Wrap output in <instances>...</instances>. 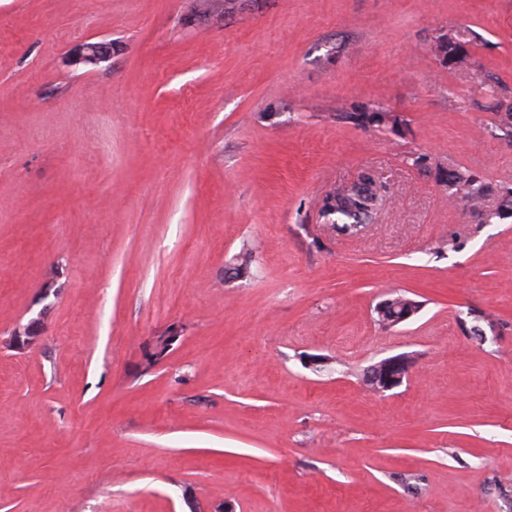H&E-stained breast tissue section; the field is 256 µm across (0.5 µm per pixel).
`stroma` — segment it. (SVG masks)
I'll use <instances>...</instances> for the list:
<instances>
[{
  "instance_id": "stroma-1",
  "label": "stroma",
  "mask_w": 512,
  "mask_h": 512,
  "mask_svg": "<svg viewBox=\"0 0 512 512\" xmlns=\"http://www.w3.org/2000/svg\"><path fill=\"white\" fill-rule=\"evenodd\" d=\"M233 2L0 0V338L43 314L0 345V512H512V218L438 176L512 182V0ZM363 103L402 127L337 122ZM365 171L387 199L339 235ZM393 293L422 307L386 328ZM435 56L448 64H462L465 58H469L468 52L452 37L439 38L434 46ZM115 45L112 41H84L79 43L71 53V62L75 65H93L106 62L112 58ZM490 91L494 99L493 108L498 115L497 129L502 132L501 136L512 141V101L508 99L502 100L504 96H501V92L495 89V85L489 86ZM504 116L507 118L505 119ZM442 181L448 188V199L461 200L479 224L512 218V183L493 184L467 166H451ZM373 176L361 174L357 181L339 184L325 195L321 211L330 224L341 231L351 224H368L372 213L385 201L383 186ZM31 322L23 328L15 330L9 340L8 345L16 350L22 351L29 349L38 337V322L39 318H33ZM410 367L411 362L406 357L385 358L369 368L363 384L373 394H384L402 385Z\"/></svg>"
}]
</instances>
